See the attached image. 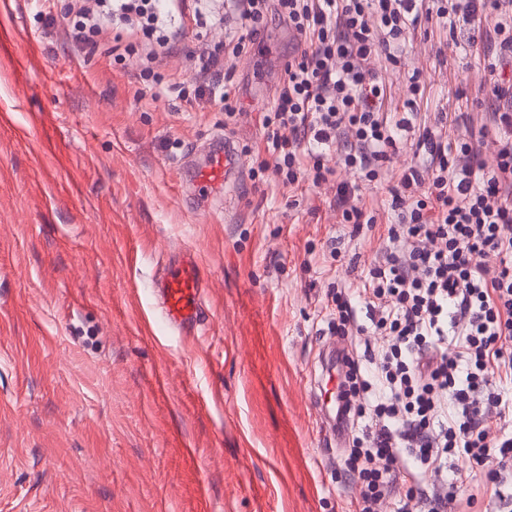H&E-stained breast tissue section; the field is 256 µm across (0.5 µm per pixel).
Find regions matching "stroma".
<instances>
[{
  "mask_svg": "<svg viewBox=\"0 0 512 512\" xmlns=\"http://www.w3.org/2000/svg\"><path fill=\"white\" fill-rule=\"evenodd\" d=\"M0 10V512H352L349 444L315 405L336 350L367 380L387 339L329 330L348 286L359 323L386 223H344L335 179L255 177L262 117L295 43L272 23L233 60L236 117L197 98L196 59L221 27L187 25L178 49L115 60L111 38L73 46L72 0ZM482 111L484 50L436 23L384 72L389 112ZM160 96L152 104L149 88ZM243 166L202 201L185 164L216 136ZM195 254L206 322L168 328L152 280Z\"/></svg>",
  "mask_w": 512,
  "mask_h": 512,
  "instance_id": "stroma-1",
  "label": "stroma"
}]
</instances>
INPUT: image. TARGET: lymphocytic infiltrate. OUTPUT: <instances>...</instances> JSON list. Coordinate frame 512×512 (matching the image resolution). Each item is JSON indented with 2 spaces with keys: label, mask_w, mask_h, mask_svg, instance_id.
Returning a JSON list of instances; mask_svg holds the SVG:
<instances>
[{
  "label": "lymphocytic infiltrate",
  "mask_w": 512,
  "mask_h": 512,
  "mask_svg": "<svg viewBox=\"0 0 512 512\" xmlns=\"http://www.w3.org/2000/svg\"><path fill=\"white\" fill-rule=\"evenodd\" d=\"M99 11L78 9L70 23L73 44L122 26L128 41L162 29L173 47L179 30L164 31L151 0H100ZM229 18L223 53L199 56L197 96L230 103L225 71L247 42L279 20L297 42L264 116V151L275 159L282 185L328 181L334 168L323 152L344 133L354 147L339 165L359 181L336 187L332 204L346 223H376L360 185L382 178L398 134L413 131L422 164L406 166L386 201L394 214L390 247L375 258L364 285L374 334L388 337L377 363L383 392L370 402L374 429L354 439L347 461L365 490L356 512H377L400 483L407 501L445 512H473L477 494L460 497L456 483L431 485L427 475L452 457L482 467L496 512H512V437L490 443L489 422L512 415V82L494 80L483 130L497 138V164L486 170L477 144L449 139L448 113L436 126L417 109L390 120L387 90L375 62L396 64L397 53L422 21L439 19L451 37L482 42L499 62H512V0H226ZM494 255L491 269L472 254Z\"/></svg>",
  "instance_id": "lymphocytic-infiltrate-1"
}]
</instances>
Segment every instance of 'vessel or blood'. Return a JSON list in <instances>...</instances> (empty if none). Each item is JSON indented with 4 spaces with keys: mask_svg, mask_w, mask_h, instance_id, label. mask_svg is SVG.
I'll use <instances>...</instances> for the list:
<instances>
[{
    "mask_svg": "<svg viewBox=\"0 0 512 512\" xmlns=\"http://www.w3.org/2000/svg\"><path fill=\"white\" fill-rule=\"evenodd\" d=\"M242 165L231 141L214 140L209 159L191 171V181L199 191L213 195L228 187ZM201 268L192 254H183L168 272L155 282L161 315L176 331L194 332L204 322Z\"/></svg>",
    "mask_w": 512,
    "mask_h": 512,
    "instance_id": "1",
    "label": "vessel or blood"
}]
</instances>
